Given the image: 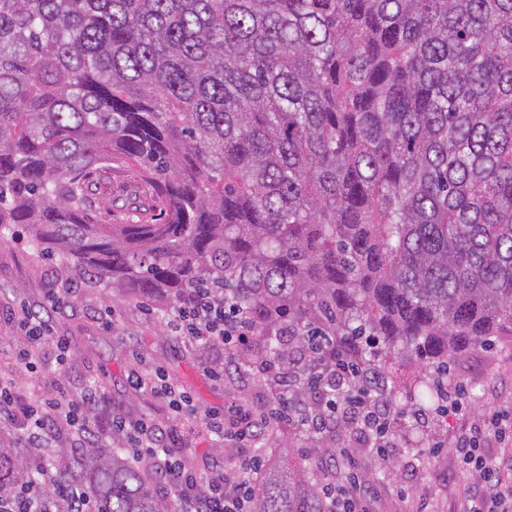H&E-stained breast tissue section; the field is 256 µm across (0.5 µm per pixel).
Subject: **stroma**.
<instances>
[{
	"mask_svg": "<svg viewBox=\"0 0 512 512\" xmlns=\"http://www.w3.org/2000/svg\"><path fill=\"white\" fill-rule=\"evenodd\" d=\"M67 265L54 256L33 254L16 238L0 241V306L18 301H42L49 281L65 276ZM112 307L115 324L105 327L99 312ZM142 299L109 297L93 288L82 289L71 305L53 316L55 335L69 344L70 359L58 366L52 353H43L37 372L16 368L12 351L19 344L20 332L9 323L0 324V372L15 373L21 391L36 400L40 388L55 380L73 396L87 387L104 388L113 405L125 412L145 417L163 429H176L183 435L189 456L201 466L233 470L252 455V448H230L212 440L201 422L191 416L174 421L166 402L149 392H134L129 373L143 368L164 371L168 381L187 391L198 411L218 410L226 426H233L235 410L241 405L259 407L271 395L260 377L251 371H230L223 380H214L207 365L224 360L221 350L204 349L172 333L167 321L174 309L166 300L153 301L152 313H145ZM455 380L466 385L464 417H446L441 427L432 422L419 425L421 447L409 449L403 427H395L390 442L398 459L395 470H387L371 454H364L365 470L374 472V512H457L459 485L455 479L461 468L451 450L454 435L463 420H476L490 411L501 412L512 423V351L481 349L463 357L451 368ZM310 441L308 433L288 424H274L260 445L272 449L273 463L300 470L302 449Z\"/></svg>",
	"mask_w": 512,
	"mask_h": 512,
	"instance_id": "1",
	"label": "stroma"
}]
</instances>
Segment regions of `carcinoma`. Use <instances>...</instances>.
I'll list each match as a JSON object with an SVG mask.
<instances>
[{
  "instance_id": "1",
  "label": "carcinoma",
  "mask_w": 512,
  "mask_h": 512,
  "mask_svg": "<svg viewBox=\"0 0 512 512\" xmlns=\"http://www.w3.org/2000/svg\"><path fill=\"white\" fill-rule=\"evenodd\" d=\"M130 191L101 223L112 173ZM118 295L232 298L240 363L318 410L435 408L512 336V0H0V239ZM421 365L398 379L390 361ZM320 464L252 512H331ZM51 463L95 512H174L118 444ZM0 436V499L32 480Z\"/></svg>"
}]
</instances>
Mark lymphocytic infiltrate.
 <instances>
[{
    "mask_svg": "<svg viewBox=\"0 0 512 512\" xmlns=\"http://www.w3.org/2000/svg\"><path fill=\"white\" fill-rule=\"evenodd\" d=\"M76 288H63L50 283L44 290L40 305L19 302L5 312L7 322L21 333V341L13 354L15 363L29 372H37L38 359L44 349H51L57 363L68 358V343L53 333L52 317L59 308L70 303ZM168 325L177 335L187 337L196 345L219 348L227 357H234L239 347L248 345L253 329L243 312L232 311L223 298L196 295L191 301L177 306ZM333 379L336 385L348 386L351 402L347 407L350 422L357 429V439L368 445L375 455L384 453V436L380 435L379 416L367 404L366 394L352 384L345 369H337ZM134 390L147 389L163 399L174 416L193 409L190 395L169 383L162 373L146 374L132 371L128 376ZM243 426L234 431L224 428V415L218 411L204 413L203 421L214 441L234 445L260 441L271 423L304 421L310 431H329L336 414L327 411L302 419L289 402L287 391L266 404L261 412L245 413ZM21 430L22 439L29 448H52L60 434H68L72 447L92 445L108 447L119 442L137 464L151 470L159 486L173 491L176 512H250L255 481L264 466L260 455L244 459L231 475L215 469L200 474L188 468L175 452L180 442L172 431L163 430L154 421L132 418L119 412L111 400L98 388H86L80 397L72 398L64 388L47 383L37 402H30L17 382L9 375L0 374V433ZM506 426L501 414L487 415L465 423L457 430L453 448L462 468L471 474V481L461 487L460 512H512V487L506 486L502 472L512 470V458L496 460L483 452L485 440L505 439ZM336 465L344 477L333 493L335 512H369L373 489L360 476V463L353 449L336 452ZM36 482L30 483L21 496L0 501V512H43L49 490L60 487L53 466L40 465Z\"/></svg>",
    "mask_w": 512,
    "mask_h": 512,
    "instance_id": "f902f5d3",
    "label": "lymphocytic infiltrate"
}]
</instances>
